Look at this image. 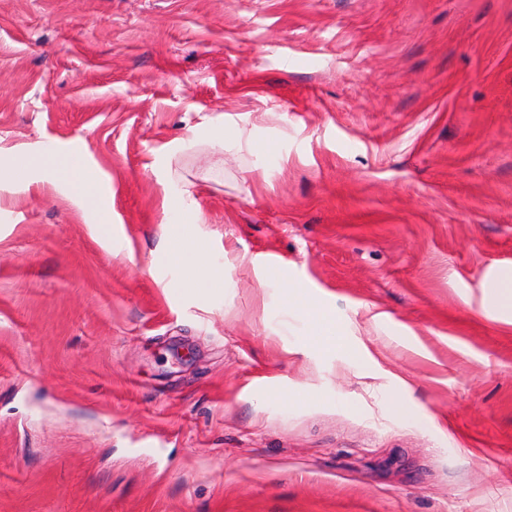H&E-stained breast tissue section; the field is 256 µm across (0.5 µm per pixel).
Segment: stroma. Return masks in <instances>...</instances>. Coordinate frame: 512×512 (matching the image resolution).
I'll list each match as a JSON object with an SVG mask.
<instances>
[{
  "instance_id": "stroma-1",
  "label": "stroma",
  "mask_w": 512,
  "mask_h": 512,
  "mask_svg": "<svg viewBox=\"0 0 512 512\" xmlns=\"http://www.w3.org/2000/svg\"><path fill=\"white\" fill-rule=\"evenodd\" d=\"M509 270L512 0H0V512H512ZM496 308L506 314L512 312V273L503 274L495 283Z\"/></svg>"
}]
</instances>
